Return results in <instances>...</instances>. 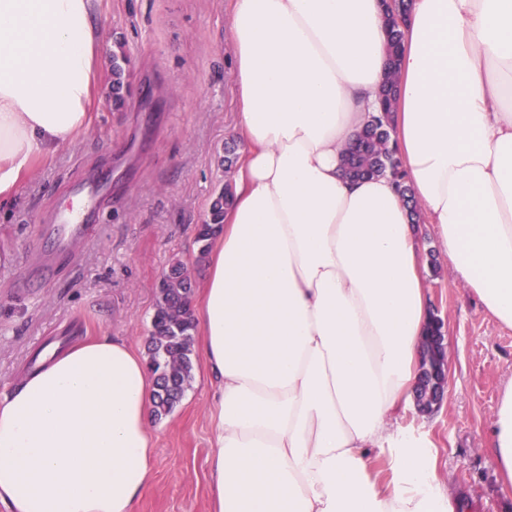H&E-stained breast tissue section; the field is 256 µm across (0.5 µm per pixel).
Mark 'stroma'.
Instances as JSON below:
<instances>
[{"label": "stroma", "instance_id": "obj_1", "mask_svg": "<svg viewBox=\"0 0 512 512\" xmlns=\"http://www.w3.org/2000/svg\"><path fill=\"white\" fill-rule=\"evenodd\" d=\"M232 0H102L96 17L103 54L93 121L75 143L39 160L14 201L0 207V392L40 361L39 352L85 337L124 339L146 351L156 284L172 259L183 260L195 288L207 277L196 226L214 193L232 180L224 143L237 123L231 70ZM130 58L126 103H112V46ZM90 168L112 172L96 240L76 249L46 283L25 295L32 228L67 197V183ZM418 238L434 262L426 271L433 316L445 323L448 385L438 410L421 414L407 403L400 427L426 438L436 473L472 512H512L488 458L486 427L503 381L512 375V329L482 310L434 251L431 227ZM180 403L159 428L155 477L138 512H211L208 457L211 405L200 354Z\"/></svg>", "mask_w": 512, "mask_h": 512}]
</instances>
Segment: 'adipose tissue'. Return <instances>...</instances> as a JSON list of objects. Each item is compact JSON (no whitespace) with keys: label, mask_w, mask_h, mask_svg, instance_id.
Segmentation results:
<instances>
[{"label":"adipose tissue","mask_w":512,"mask_h":512,"mask_svg":"<svg viewBox=\"0 0 512 512\" xmlns=\"http://www.w3.org/2000/svg\"><path fill=\"white\" fill-rule=\"evenodd\" d=\"M99 0H0V206L92 122ZM242 148L194 315L212 512H466L395 428L431 322L414 221L345 151L397 69L391 145L454 278L512 329V0H233ZM147 359L100 336L0 393L5 512H137L154 477ZM512 487V377L487 429ZM390 451L389 477L372 449Z\"/></svg>","instance_id":"ef3b65f1"}]
</instances>
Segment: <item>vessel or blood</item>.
I'll use <instances>...</instances> for the list:
<instances>
[{
    "mask_svg": "<svg viewBox=\"0 0 512 512\" xmlns=\"http://www.w3.org/2000/svg\"><path fill=\"white\" fill-rule=\"evenodd\" d=\"M103 188L104 184L97 175L80 181L74 193L84 201L82 211L76 212L68 207H59L36 224V238L48 242L49 247L39 254L30 270L31 277H47L65 262L77 247L89 245L94 241L97 227L92 224L91 219Z\"/></svg>",
    "mask_w": 512,
    "mask_h": 512,
    "instance_id": "b4317fda",
    "label": "vessel or blood"
}]
</instances>
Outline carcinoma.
<instances>
[{
  "label": "carcinoma",
  "mask_w": 512,
  "mask_h": 512,
  "mask_svg": "<svg viewBox=\"0 0 512 512\" xmlns=\"http://www.w3.org/2000/svg\"><path fill=\"white\" fill-rule=\"evenodd\" d=\"M129 58L121 44L112 49V96L121 106L127 91ZM393 82L386 81L383 89V111L371 116L362 131L360 147L350 156L351 172L358 176H373L388 172L396 179L398 192L407 203H415L412 189L404 181L401 161L390 146L392 131V104L390 89ZM231 200V187L226 185L211 200L205 223L219 225L224 220V205ZM168 272L174 292L157 300L153 328L157 336L150 337L147 363L155 380L165 377L185 391L191 380L193 352L192 281L187 265L180 259L171 261Z\"/></svg>",
  "instance_id": "cac0c4a2"
}]
</instances>
